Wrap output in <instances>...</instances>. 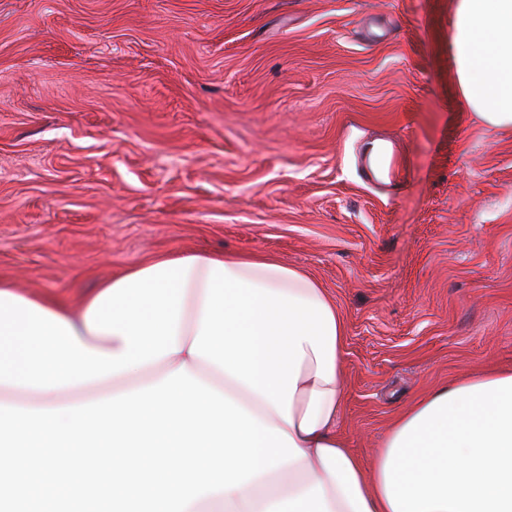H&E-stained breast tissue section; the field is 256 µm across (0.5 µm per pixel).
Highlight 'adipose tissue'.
Returning a JSON list of instances; mask_svg holds the SVG:
<instances>
[{
  "instance_id": "1",
  "label": "adipose tissue",
  "mask_w": 512,
  "mask_h": 512,
  "mask_svg": "<svg viewBox=\"0 0 512 512\" xmlns=\"http://www.w3.org/2000/svg\"><path fill=\"white\" fill-rule=\"evenodd\" d=\"M451 25L466 104L512 128V0H456ZM344 336L319 282L271 256H159L77 308L0 283V404L60 408L182 366L303 452L185 512H512V370L417 401L367 468L338 431Z\"/></svg>"
}]
</instances>
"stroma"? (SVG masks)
<instances>
[{"mask_svg":"<svg viewBox=\"0 0 512 512\" xmlns=\"http://www.w3.org/2000/svg\"><path fill=\"white\" fill-rule=\"evenodd\" d=\"M455 0H0V280L71 304L160 254L272 255L344 321L339 431L512 368V129ZM385 139L404 181L362 176Z\"/></svg>","mask_w":512,"mask_h":512,"instance_id":"35a3bbf8","label":"stroma"}]
</instances>
